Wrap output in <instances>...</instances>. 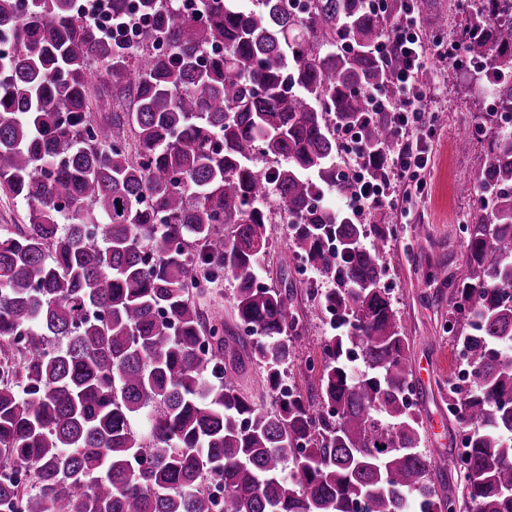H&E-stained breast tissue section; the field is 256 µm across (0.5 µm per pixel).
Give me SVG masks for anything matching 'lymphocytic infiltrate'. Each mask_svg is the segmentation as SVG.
Returning <instances> with one entry per match:
<instances>
[{
    "label": "lymphocytic infiltrate",
    "mask_w": 512,
    "mask_h": 512,
    "mask_svg": "<svg viewBox=\"0 0 512 512\" xmlns=\"http://www.w3.org/2000/svg\"><path fill=\"white\" fill-rule=\"evenodd\" d=\"M393 28V36L379 42L375 51L382 57L401 58L402 64L394 72L398 93L393 97L375 91L370 94L373 108L391 116L393 133L400 142L398 152L382 162L383 177H370V157L358 132L350 133L342 127L336 131L337 137L346 136L351 141L348 150L351 167L347 175L353 183L349 198L354 203L352 213L357 217L390 204L391 190L398 184L414 183L421 193L427 188L428 156L423 143L431 134L425 118L431 96L429 89L420 83L419 75L426 67L430 47L419 37L413 13L399 16Z\"/></svg>",
    "instance_id": "1"
}]
</instances>
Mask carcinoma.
I'll return each instance as SVG.
<instances>
[{"label": "carcinoma", "mask_w": 512, "mask_h": 512, "mask_svg": "<svg viewBox=\"0 0 512 512\" xmlns=\"http://www.w3.org/2000/svg\"><path fill=\"white\" fill-rule=\"evenodd\" d=\"M453 46L495 71L449 330L473 389L448 391L466 446L467 512H512V13L468 0ZM435 0H110L142 20L105 38L72 0H0V188L27 223L0 225V512H456L420 451L408 341L381 287L388 227L322 203L346 195L336 128L369 172L397 152L367 89L395 93L375 45ZM129 99L99 123L89 91ZM260 160L272 162L265 173ZM289 248L332 287L317 399L279 396L301 317L260 283L265 200ZM230 274L224 331L199 301ZM269 409L244 396L240 351ZM224 487L217 500L212 484Z\"/></svg>", "instance_id": "1"}]
</instances>
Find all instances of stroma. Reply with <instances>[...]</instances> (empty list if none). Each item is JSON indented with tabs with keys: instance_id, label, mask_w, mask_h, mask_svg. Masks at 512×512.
<instances>
[{
	"instance_id": "1",
	"label": "stroma",
	"mask_w": 512,
	"mask_h": 512,
	"mask_svg": "<svg viewBox=\"0 0 512 512\" xmlns=\"http://www.w3.org/2000/svg\"><path fill=\"white\" fill-rule=\"evenodd\" d=\"M427 75L429 118L434 124V134L427 140L428 190L421 195L414 185H398L393 203L378 214L365 216L364 221L393 229L384 255L382 285L390 293L409 344L416 410L424 436L421 450L434 465L439 494L456 496L460 485L453 461L461 450L460 422L448 411L445 386L456 361V344L447 332L449 288L445 281H428L427 275L434 268L455 272L464 259L465 226L474 208L472 184L488 148L486 137L473 131L485 100L468 84V69L459 65L457 56L446 60L430 56ZM467 132L471 142L466 150H458L457 142ZM267 234L262 281L276 287L285 276L301 280V263L287 247L286 225L270 224ZM293 303L302 314L304 340L288 365V377L304 390L318 379L306 365L321 361V343L330 329L326 313L305 289H296Z\"/></svg>"
}]
</instances>
